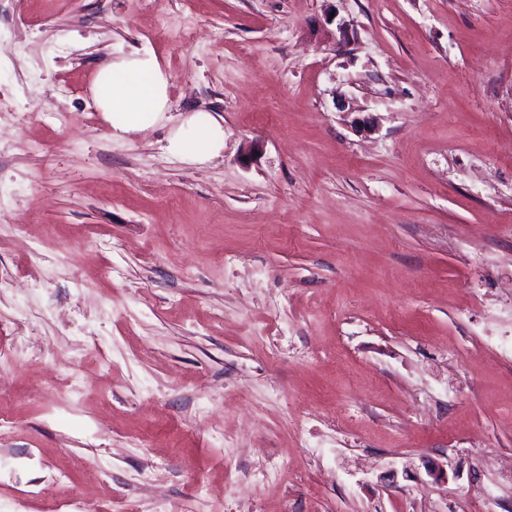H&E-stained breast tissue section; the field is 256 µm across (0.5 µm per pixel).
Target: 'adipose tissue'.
Here are the masks:
<instances>
[{
    "label": "adipose tissue",
    "instance_id": "adipose-tissue-1",
    "mask_svg": "<svg viewBox=\"0 0 512 512\" xmlns=\"http://www.w3.org/2000/svg\"><path fill=\"white\" fill-rule=\"evenodd\" d=\"M169 78L150 52L119 54L94 75L91 91L114 138L160 124L169 109ZM224 148V127L209 113L186 117L168 138L167 149L192 164H202Z\"/></svg>",
    "mask_w": 512,
    "mask_h": 512
}]
</instances>
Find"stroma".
Here are the masks:
<instances>
[{
  "mask_svg": "<svg viewBox=\"0 0 512 512\" xmlns=\"http://www.w3.org/2000/svg\"><path fill=\"white\" fill-rule=\"evenodd\" d=\"M510 456L512 0H0V512H512ZM169 78L149 51L117 54L94 75L91 91L112 136L124 139L160 124L169 109ZM167 149L188 163L204 164L224 149V126L208 112H195L172 131Z\"/></svg>",
  "mask_w": 512,
  "mask_h": 512,
  "instance_id": "35a3bbf8",
  "label": "stroma"
}]
</instances>
